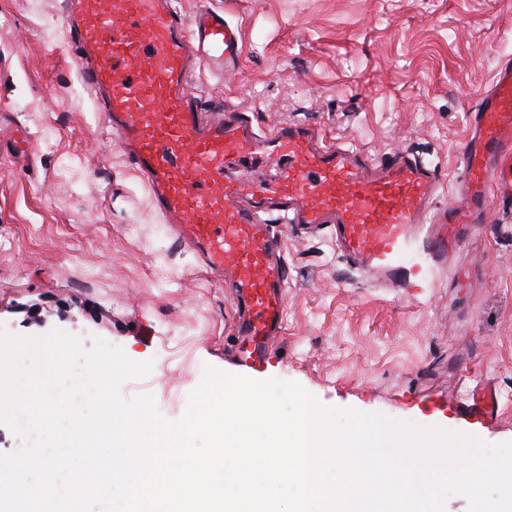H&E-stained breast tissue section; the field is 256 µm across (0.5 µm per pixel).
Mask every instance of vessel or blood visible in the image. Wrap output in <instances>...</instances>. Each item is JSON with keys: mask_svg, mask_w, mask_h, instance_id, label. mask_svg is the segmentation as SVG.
Here are the masks:
<instances>
[{"mask_svg": "<svg viewBox=\"0 0 512 512\" xmlns=\"http://www.w3.org/2000/svg\"><path fill=\"white\" fill-rule=\"evenodd\" d=\"M72 59L176 242L212 274H230L242 311L235 357L257 371L281 336L288 272L269 216L328 225L351 267L413 293L447 264L490 202L512 200V62L503 61L470 113L456 204L438 209V169L411 151L370 159L301 122L268 132L223 102L192 91L195 65L237 69V25L176 0H66ZM484 422L499 415L495 392L456 400Z\"/></svg>", "mask_w": 512, "mask_h": 512, "instance_id": "obj_1", "label": "vessel or blood"}]
</instances>
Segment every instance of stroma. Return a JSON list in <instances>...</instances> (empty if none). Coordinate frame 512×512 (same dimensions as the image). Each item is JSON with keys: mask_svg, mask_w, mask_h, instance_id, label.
Masks as SVG:
<instances>
[{"mask_svg": "<svg viewBox=\"0 0 512 512\" xmlns=\"http://www.w3.org/2000/svg\"><path fill=\"white\" fill-rule=\"evenodd\" d=\"M242 28L240 69L196 67L204 102L245 109L259 128L323 129L370 156L409 149L438 165L452 203L468 115L512 56V0H179ZM64 0H0V329L99 337L150 373L181 418L204 366L242 374L228 280L180 247L77 80ZM28 150L15 143L17 130ZM273 233L288 265L285 332L259 379L298 382L319 403L512 441V406L477 424L433 403L492 384L512 399V207L491 204L455 258L409 297L354 271L330 229ZM471 288H452L455 265Z\"/></svg>", "mask_w": 512, "mask_h": 512, "instance_id": "1", "label": "stroma"}]
</instances>
